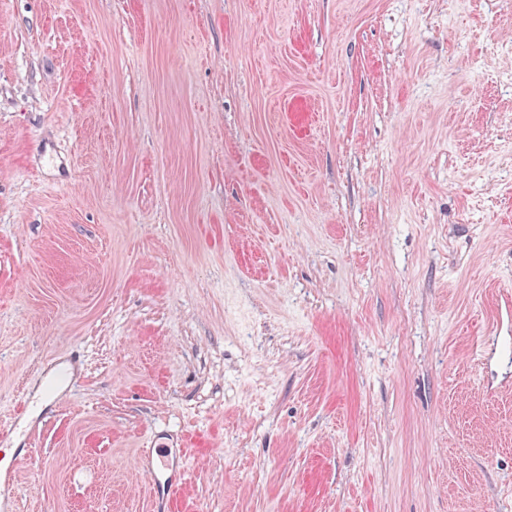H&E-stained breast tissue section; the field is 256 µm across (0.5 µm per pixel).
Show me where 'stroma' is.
I'll list each match as a JSON object with an SVG mask.
<instances>
[{"instance_id":"obj_1","label":"stroma","mask_w":512,"mask_h":512,"mask_svg":"<svg viewBox=\"0 0 512 512\" xmlns=\"http://www.w3.org/2000/svg\"><path fill=\"white\" fill-rule=\"evenodd\" d=\"M509 296L512 0H0L16 512H512ZM142 468L147 473L150 480V489L153 496H159L160 491L172 490L182 483L184 470L182 468L173 469L165 456H158L154 460L153 455H148L142 461Z\"/></svg>"}]
</instances>
